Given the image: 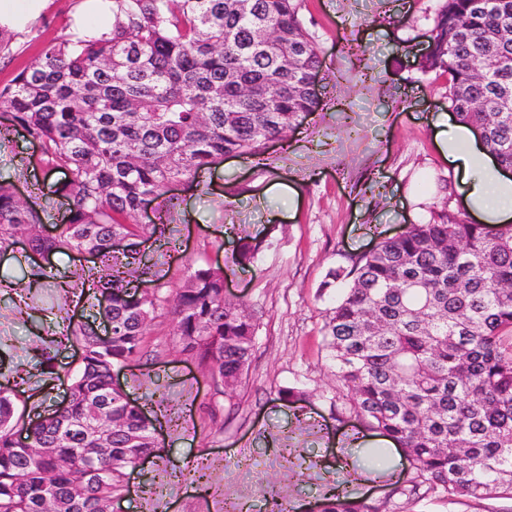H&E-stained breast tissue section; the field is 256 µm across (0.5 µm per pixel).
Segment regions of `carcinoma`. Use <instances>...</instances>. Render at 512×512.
<instances>
[{
	"mask_svg": "<svg viewBox=\"0 0 512 512\" xmlns=\"http://www.w3.org/2000/svg\"><path fill=\"white\" fill-rule=\"evenodd\" d=\"M112 24L52 40L0 87V107L39 147L43 171H64L52 193L65 221L43 234L46 209L0 181V251L23 239L41 255L87 252L99 263L56 283L79 289L110 326L55 323L81 354L63 401L20 426L0 387V512H112L154 448L143 405L112 385L136 359L157 299L139 241L167 225L140 224L145 202L192 181L228 155L257 156L317 106L309 77L319 53L294 0H109ZM487 61L475 77L474 60ZM419 68L448 74V109L512 169V0H446ZM118 237L129 240L114 248ZM263 241L239 239L234 261ZM348 288L326 317L325 347L350 409L400 445L413 477L396 492L512 501V224L491 227L444 209L330 273ZM24 290L54 274L32 267ZM170 313L173 336L209 380L241 383L254 349L246 308L224 299L219 267L189 268ZM108 416L100 433L95 414ZM383 504L326 487L320 512H382Z\"/></svg>",
	"mask_w": 512,
	"mask_h": 512,
	"instance_id": "1",
	"label": "carcinoma"
}]
</instances>
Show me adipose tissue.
Here are the masks:
<instances>
[{
  "mask_svg": "<svg viewBox=\"0 0 512 512\" xmlns=\"http://www.w3.org/2000/svg\"><path fill=\"white\" fill-rule=\"evenodd\" d=\"M439 149L458 179L460 202L483 224L512 222V170L503 167L470 126L448 117Z\"/></svg>",
  "mask_w": 512,
  "mask_h": 512,
  "instance_id": "obj_1",
  "label": "adipose tissue"
}]
</instances>
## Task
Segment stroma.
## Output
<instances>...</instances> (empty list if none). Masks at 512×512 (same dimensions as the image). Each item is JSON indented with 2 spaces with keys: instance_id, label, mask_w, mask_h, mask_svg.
<instances>
[{
  "instance_id": "1",
  "label": "stroma",
  "mask_w": 512,
  "mask_h": 512,
  "mask_svg": "<svg viewBox=\"0 0 512 512\" xmlns=\"http://www.w3.org/2000/svg\"><path fill=\"white\" fill-rule=\"evenodd\" d=\"M17 54L0 63V86L37 61L43 47L70 33L106 27L108 9L92 0H13ZM445 0H297L298 15L322 61L315 79L318 105L300 115L288 137L269 143L258 159L231 155L190 184L173 187L176 209L151 208L142 223L167 225L168 243L142 244L160 274L158 310L144 338L141 360L120 374L124 391L149 399L158 418L161 451L135 471L113 512H310L327 485L342 483L354 497L384 502L386 512H512V503H474L425 494H394L408 477L406 461L387 469L388 445L347 410L335 409L336 381L323 347L326 311L339 291L328 273L349 266L406 225L423 223L455 196L456 177L439 152L438 116L448 111V76L428 74L418 59L428 48ZM366 52L367 72L348 49ZM39 149L22 131L0 140V176L21 197L63 210L42 191ZM297 193L289 207L287 190ZM263 239L254 264L232 262L238 237ZM224 271V296L242 302L256 324L247 374L236 390L214 393L196 362L181 353L169 313L188 267ZM57 288L41 289L21 308L14 289L0 288V385L23 380L18 411L32 418L60 403L66 371L79 365L75 348H60L47 333ZM53 357L60 375L42 387L36 358ZM298 387L307 401L288 404L279 389Z\"/></svg>"
}]
</instances>
